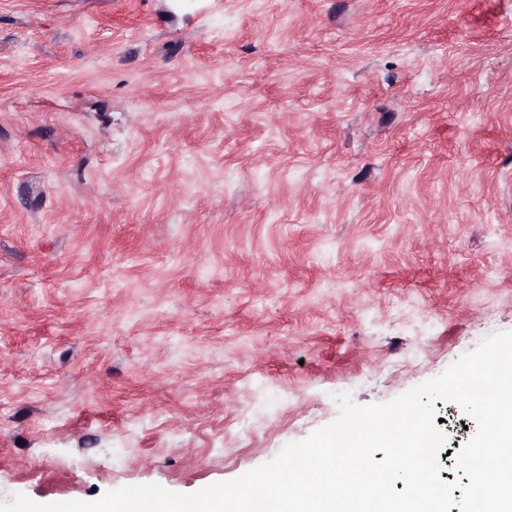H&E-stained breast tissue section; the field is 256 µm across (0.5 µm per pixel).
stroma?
I'll return each mask as SVG.
<instances>
[{
  "label": "stroma",
  "instance_id": "35a3bbf8",
  "mask_svg": "<svg viewBox=\"0 0 512 512\" xmlns=\"http://www.w3.org/2000/svg\"><path fill=\"white\" fill-rule=\"evenodd\" d=\"M0 0V503L193 493L512 330V0Z\"/></svg>",
  "mask_w": 512,
  "mask_h": 512
}]
</instances>
